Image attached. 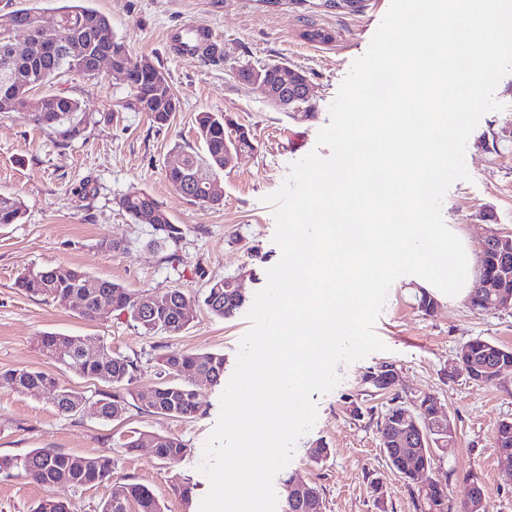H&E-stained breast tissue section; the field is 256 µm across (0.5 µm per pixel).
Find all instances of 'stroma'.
<instances>
[{
    "label": "stroma",
    "mask_w": 512,
    "mask_h": 512,
    "mask_svg": "<svg viewBox=\"0 0 512 512\" xmlns=\"http://www.w3.org/2000/svg\"><path fill=\"white\" fill-rule=\"evenodd\" d=\"M88 5L110 19L132 60L149 59L166 74L179 110L171 126L155 127L146 113L124 108L125 83L103 70L93 76L64 73L46 86V93L81 103L77 121L41 126L29 113L0 112V194L18 197L25 208L20 223L0 225V371L51 373L93 400L110 392V385L65 370L39 352L34 338L47 331L137 359L134 386L142 391L161 380L156 356L163 348L223 354L224 373L232 375L240 339L250 328L247 311L222 320L200 297L213 280L238 274L246 277L248 295L265 286L281 251L273 240L274 208L264 198L281 186L290 163L314 150L329 156L328 147L317 146V134L329 124L340 85L367 51L390 0H362L356 12L325 8L321 0H88ZM187 23L210 29L211 49L193 55L179 50L171 35ZM312 26L329 33V41L306 40L303 33ZM276 63L305 72L315 88L309 103L290 112L277 109L232 74L238 67ZM495 98L502 110L485 114L467 141L470 178L453 183L441 206L445 223L457 225L473 243L485 232L479 215L486 209L496 229L512 232V73L501 79ZM203 111L246 126L256 144L253 153L218 172L222 200L214 206L189 201L165 177L175 146L199 147L195 117ZM495 139L502 151L485 150ZM133 189L160 203L181 230L177 241L160 239L121 208V197ZM113 241L119 249H110ZM60 264L133 291L183 289L193 298L188 324L176 335H147L127 316L108 312L88 321L79 317L77 301L48 302L16 288L24 269ZM419 289L416 276L395 281L374 327L386 351L338 365L337 386L313 394L317 420L277 474L275 489L296 475L320 489L324 512H415L407 483L390 468L381 447L377 422L389 399L371 395L363 382L369 371L389 363L399 372L403 399L435 395L453 424L456 443L437 458L432 472L447 485L452 507H459L464 479L473 474L485 489V512H512V485L502 479L506 463L495 440L498 422L512 419V370L497 383L479 384L452 369L457 351L470 339L512 347V310L479 314L467 302L442 296L427 315L417 307ZM224 388L221 382H199L201 411L190 420L132 406L121 418L105 421L89 412L61 415L43 397L0 384V455L51 448L83 456L107 452L114 460L111 481L79 489L0 474V512H30L48 498L71 501L78 512H99L113 487L129 482L152 488L163 512H199L209 483L197 466ZM133 431L176 436L188 452L172 468L148 446L126 453L122 437ZM319 442L330 455L315 464L306 450ZM174 472L189 480L190 499L171 491Z\"/></svg>",
    "instance_id": "35a3bbf8"
}]
</instances>
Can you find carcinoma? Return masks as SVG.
I'll return each mask as SVG.
<instances>
[{
	"instance_id": "obj_1",
	"label": "carcinoma",
	"mask_w": 512,
	"mask_h": 512,
	"mask_svg": "<svg viewBox=\"0 0 512 512\" xmlns=\"http://www.w3.org/2000/svg\"><path fill=\"white\" fill-rule=\"evenodd\" d=\"M59 27L56 30L63 40L81 45L85 56L81 65H73L67 59H52L33 48L30 56H12L8 46L9 33L6 21L0 22V112H29L39 124L54 125L76 112L82 111L79 101L58 95L36 96L34 91L57 75L77 71L85 75L96 74L94 60L103 49H114L131 61L125 44L112 31L107 16L85 5V0H66L56 8ZM12 20L34 26L41 19L40 12L32 7L19 8L7 13ZM135 100L146 102L141 111L148 113L158 128L169 126L176 112V97L166 75L159 69L154 74H134L128 83ZM196 134L204 144L200 153L191 147H175V155L182 158L179 168H166L165 176L183 197L198 204L205 197L204 183L193 178L202 171L212 176L224 170V150L237 141L252 147L250 133L237 128L227 132L224 114L200 112L196 117ZM121 207L137 224L145 223L140 214L149 207L155 211L150 220L156 233L165 239H176L180 229L171 222L167 212L148 192L131 190L120 200ZM25 213L22 201L14 196L0 194V224H17ZM231 278L216 280L209 285L203 304L216 318L228 319L245 303L236 289L230 287ZM15 285L28 295L50 298L64 303L77 294L82 297L79 315L88 320L97 318L100 297H107L112 310L128 316L144 334L156 331L170 334L181 332L186 322L181 319V308L190 297L181 289L164 293L135 292L111 280L90 275L76 268L58 265L51 268H29L22 272ZM142 308L140 316L134 315ZM39 351L52 359H60L69 371L90 379L107 383L115 389L96 401H90L82 393L65 385L60 378L42 371L14 369L0 374L20 393L44 395L61 414H76L92 407L93 414L104 420L122 417L129 406L152 414L170 418L189 419L200 411V402L194 390V380L205 378L211 383L220 380L224 373V355L209 351L165 350L157 355L160 374L159 384L143 399L132 388L137 376V360L112 353L103 345L99 356L88 360L82 353L84 340L53 332L36 337ZM156 456L170 464L181 460L187 453L186 445L176 436L154 437ZM392 470L412 484L410 488L415 512H449L448 490L444 485L432 486L422 491L418 472L433 466L431 457L419 456L413 450L393 448L387 451ZM17 470L36 483L63 484L83 487L102 483L112 478V458L107 455L80 456L58 452L49 448H35L22 457L0 456V473L11 474ZM138 512H162L157 494L141 483H125L112 492L101 507V512H128L131 504ZM31 512H75L73 503L47 499L39 501ZM285 512H324L320 490L312 485L308 498L292 502L286 500Z\"/></svg>"
}]
</instances>
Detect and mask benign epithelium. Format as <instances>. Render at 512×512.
Returning a JSON list of instances; mask_svg holds the SVG:
<instances>
[{
  "label": "benign epithelium",
  "instance_id": "obj_1",
  "mask_svg": "<svg viewBox=\"0 0 512 512\" xmlns=\"http://www.w3.org/2000/svg\"><path fill=\"white\" fill-rule=\"evenodd\" d=\"M42 50L51 57H76V52L70 43L52 38L42 44ZM109 65V71L121 76L124 83H129L130 76L138 71L148 72L153 64L144 61L135 66L126 63L112 64L110 54L102 53L98 58V64ZM277 83L289 88L293 95L288 97L277 93L274 82L268 77V73L253 70L249 74L247 84L257 87L264 96L265 101L278 109L293 110L302 102H308L313 95L312 85L306 75L298 73L286 64L277 65ZM492 258L496 264V270L492 273L485 269V260ZM478 261L475 268L477 287L475 294L487 299L488 310L501 311L512 310V232L504 233L491 229L478 243ZM492 358H478L471 354L469 344H464L459 350L454 361V369L470 366L467 375L472 381H480L490 375L497 379L505 368V365H490ZM363 382L370 385L377 393L392 394L400 383L398 371L390 366L383 365L369 372ZM428 402L420 406V400L412 401V404L401 405L399 411V424L395 425L390 435L380 434L381 443L388 448L397 445L401 448H410L414 445L420 447L426 445L430 448L443 446V435H454L448 417L440 402L431 394L425 395Z\"/></svg>",
  "mask_w": 512,
  "mask_h": 512
}]
</instances>
